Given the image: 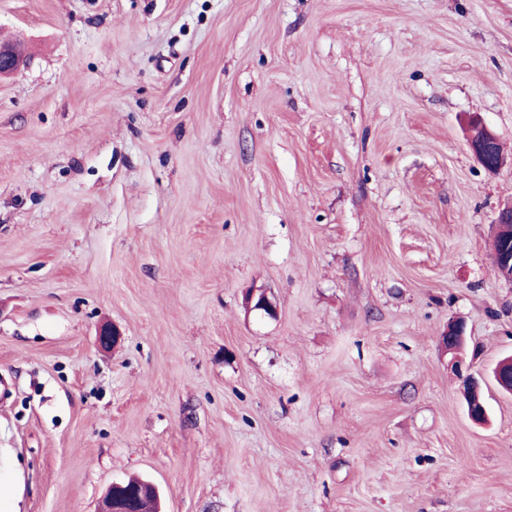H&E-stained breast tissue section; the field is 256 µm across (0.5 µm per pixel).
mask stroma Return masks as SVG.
<instances>
[{
    "mask_svg": "<svg viewBox=\"0 0 512 512\" xmlns=\"http://www.w3.org/2000/svg\"><path fill=\"white\" fill-rule=\"evenodd\" d=\"M0 37V512L132 475L165 512H512V0H0ZM497 142L498 138L492 131L478 120L472 121L469 128L468 147L477 162L486 171L491 173L498 172L505 165V159H502V154L499 157H496L494 154V149L497 154L502 149L499 143L496 144ZM442 340L448 352L449 364L461 382L467 414L473 422L483 423L487 412L482 397V379L470 372V364L466 362V323L462 320L449 322L448 332Z\"/></svg>",
    "mask_w": 512,
    "mask_h": 512,
    "instance_id": "obj_1",
    "label": "stroma"
}]
</instances>
